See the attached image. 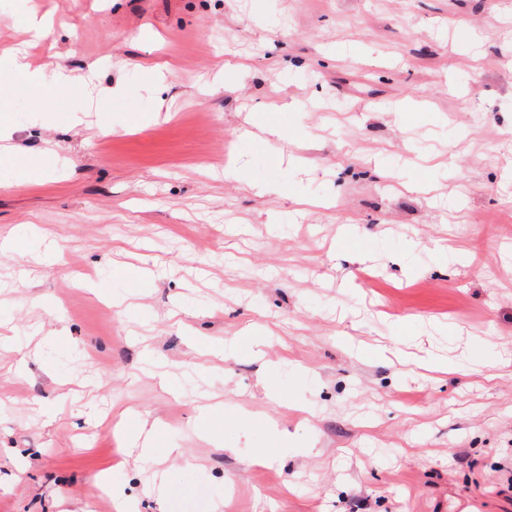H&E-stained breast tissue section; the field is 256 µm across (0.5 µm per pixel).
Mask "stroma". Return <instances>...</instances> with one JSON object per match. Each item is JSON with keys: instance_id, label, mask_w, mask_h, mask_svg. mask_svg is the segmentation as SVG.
Listing matches in <instances>:
<instances>
[{"instance_id": "1", "label": "stroma", "mask_w": 512, "mask_h": 512, "mask_svg": "<svg viewBox=\"0 0 512 512\" xmlns=\"http://www.w3.org/2000/svg\"><path fill=\"white\" fill-rule=\"evenodd\" d=\"M32 10L0 512H512V0ZM0 57L1 61L7 62V70L12 75V80H21L22 85L30 90L51 85L54 89L63 91L73 83V78L65 71L56 70L48 77L40 68H32L15 48L0 47Z\"/></svg>"}]
</instances>
